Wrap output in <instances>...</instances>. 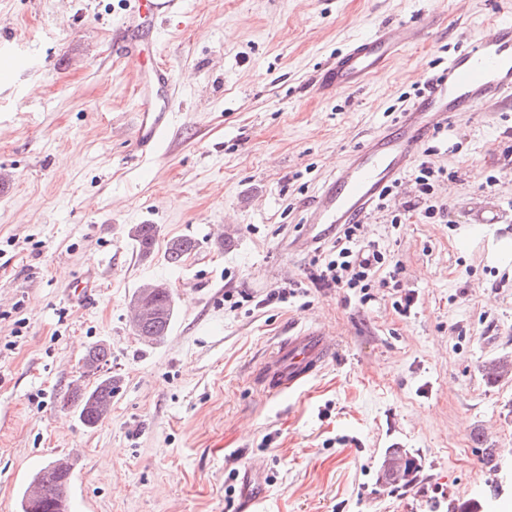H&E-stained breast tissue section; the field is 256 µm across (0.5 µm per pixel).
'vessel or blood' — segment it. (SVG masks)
Listing matches in <instances>:
<instances>
[{"label": "vessel or blood", "instance_id": "b4317fda", "mask_svg": "<svg viewBox=\"0 0 512 512\" xmlns=\"http://www.w3.org/2000/svg\"><path fill=\"white\" fill-rule=\"evenodd\" d=\"M430 26L396 20L353 40L326 70L322 93L365 85L406 48L420 42ZM512 110V21L498 19L468 38L448 59L426 93L405 112L396 130L374 136L336 172L308 221L313 225L361 224L384 188L405 173L415 150L449 118L474 112L488 102ZM173 115L145 96L134 138L142 151L157 149ZM336 344L321 328L309 326L279 340L266 355L259 385L269 395L291 393L332 359Z\"/></svg>", "mask_w": 512, "mask_h": 512}]
</instances>
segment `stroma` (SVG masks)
Segmentation results:
<instances>
[{
  "label": "stroma",
  "mask_w": 512,
  "mask_h": 512,
  "mask_svg": "<svg viewBox=\"0 0 512 512\" xmlns=\"http://www.w3.org/2000/svg\"><path fill=\"white\" fill-rule=\"evenodd\" d=\"M135 0H0V512L30 472L72 463L71 512H236L247 466L257 512H512V111L453 117L426 140L443 175L434 218L408 210L417 162L361 238L386 264L367 291L312 275L333 235L303 246L314 201L347 157L388 129L505 0H182L158 33L116 49ZM434 17L428 37L363 87L320 94V76L379 24ZM173 121L160 152L132 146L150 64ZM496 223L480 224L477 214ZM154 224L141 257L128 232ZM194 238L180 266L166 243ZM96 271L94 306L67 301ZM166 282L176 317L160 343L128 319ZM297 285L287 301L271 291ZM411 296L401 310L402 296ZM312 324L336 340L326 368L267 399L253 375ZM105 342L111 414L85 427L66 400L88 347ZM411 484L382 478L392 449ZM496 451L486 463L482 451ZM496 496H487L488 487ZM401 458L405 459L403 470H402L401 462L399 460ZM396 461L398 462V465L400 466L401 469H399L398 467L395 466L394 467V476L399 477L401 475V470H402V478L400 481L407 480L408 477L413 475V473L417 469L415 461L412 459H409L407 457L406 452L402 453L399 450H394L393 452H390L383 460L382 468H383V473L385 475H388L389 477H391V469Z\"/></svg>",
  "instance_id": "obj_1"
}]
</instances>
